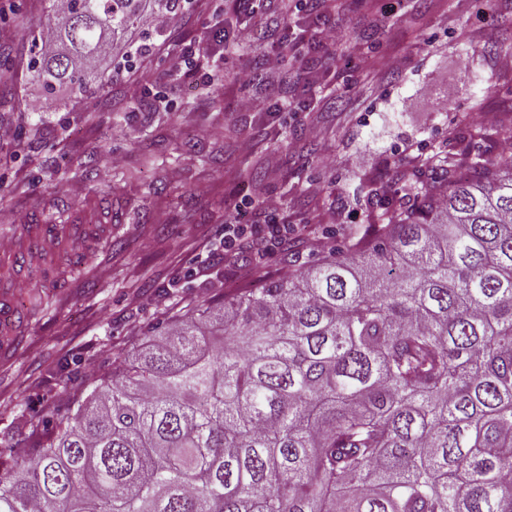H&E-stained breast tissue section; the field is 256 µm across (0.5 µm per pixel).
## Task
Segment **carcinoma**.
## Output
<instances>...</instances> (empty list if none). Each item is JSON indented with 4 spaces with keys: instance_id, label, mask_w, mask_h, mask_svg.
<instances>
[{
    "instance_id": "carcinoma-1",
    "label": "carcinoma",
    "mask_w": 512,
    "mask_h": 512,
    "mask_svg": "<svg viewBox=\"0 0 512 512\" xmlns=\"http://www.w3.org/2000/svg\"><path fill=\"white\" fill-rule=\"evenodd\" d=\"M50 2L59 49L30 72L82 94L142 0ZM423 167L350 247L46 411L0 457V512H512V150L476 135Z\"/></svg>"
}]
</instances>
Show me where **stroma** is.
Segmentation results:
<instances>
[{
    "instance_id": "obj_1",
    "label": "stroma",
    "mask_w": 512,
    "mask_h": 512,
    "mask_svg": "<svg viewBox=\"0 0 512 512\" xmlns=\"http://www.w3.org/2000/svg\"><path fill=\"white\" fill-rule=\"evenodd\" d=\"M335 2L343 40L309 92L292 58L290 86L271 87L259 60L274 39L261 33L226 48L217 98L193 90L168 49L197 40L222 0H201L191 15L177 7L161 32L142 16L90 92L64 86L47 95L21 73L10 104L0 103V125L17 133L0 142V225L73 211L92 224L107 207L117 218L111 251L89 259L68 298L51 299L37 282L14 287L28 314L19 349H0V452L30 448L45 406L66 413L76 386L115 368L163 320L287 275L289 257L260 259L252 241L226 252L204 247L217 241L224 201L243 183L263 184L291 223L306 224L295 245L307 263L380 214L409 161L476 129L512 125V50L501 47L512 35V0H397L392 16L386 0ZM53 23L48 0H0V64L20 70L30 36ZM393 57L399 70L387 67ZM242 96L258 110H232ZM283 96L309 107L271 116ZM33 97L41 111H29ZM408 98L418 111L403 110ZM35 294L46 299L37 309ZM62 366L70 383L47 386Z\"/></svg>"
}]
</instances>
